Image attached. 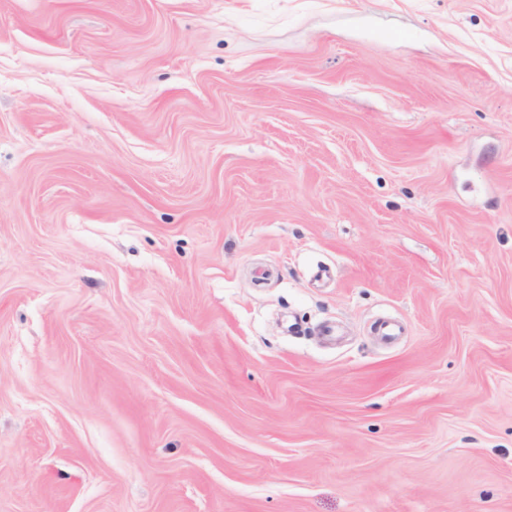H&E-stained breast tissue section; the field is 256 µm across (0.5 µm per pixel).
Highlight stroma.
I'll use <instances>...</instances> for the list:
<instances>
[{"instance_id": "obj_1", "label": "stroma", "mask_w": 512, "mask_h": 512, "mask_svg": "<svg viewBox=\"0 0 512 512\" xmlns=\"http://www.w3.org/2000/svg\"><path fill=\"white\" fill-rule=\"evenodd\" d=\"M0 512H512V0H0Z\"/></svg>"}]
</instances>
